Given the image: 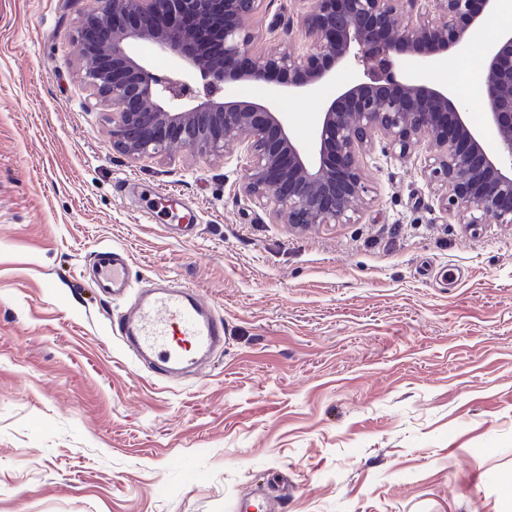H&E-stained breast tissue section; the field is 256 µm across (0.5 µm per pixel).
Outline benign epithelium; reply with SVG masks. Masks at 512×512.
Segmentation results:
<instances>
[{"label": "benign epithelium", "mask_w": 512, "mask_h": 512, "mask_svg": "<svg viewBox=\"0 0 512 512\" xmlns=\"http://www.w3.org/2000/svg\"><path fill=\"white\" fill-rule=\"evenodd\" d=\"M77 29L91 96L112 110V147L131 161L178 146L221 159L231 144L244 156L241 188L278 224L304 231L350 224L368 192L360 155L380 138L401 156L422 141L430 179L445 187L448 216L471 230L512 225V29L485 50L482 109L495 128L485 144L467 110L444 86L413 73L467 42L498 11L499 0H311L283 39L260 45L248 20L271 0H90ZM138 42L178 56L205 80L191 84L153 71ZM371 76L341 80L351 60ZM336 84L309 141L288 127L278 101ZM267 86L260 101L219 99L226 86Z\"/></svg>", "instance_id": "1"}]
</instances>
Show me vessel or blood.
<instances>
[{
  "label": "vessel or blood",
  "instance_id": "obj_1",
  "mask_svg": "<svg viewBox=\"0 0 512 512\" xmlns=\"http://www.w3.org/2000/svg\"><path fill=\"white\" fill-rule=\"evenodd\" d=\"M98 290L119 298L132 282L124 250L105 246L94 254ZM124 349L139 363L151 365L162 380L174 383L187 373L201 374L222 351L228 328L210 303L187 286L162 280L139 293L114 325Z\"/></svg>",
  "mask_w": 512,
  "mask_h": 512
}]
</instances>
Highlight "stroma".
<instances>
[{
    "instance_id": "1",
    "label": "stroma",
    "mask_w": 512,
    "mask_h": 512,
    "mask_svg": "<svg viewBox=\"0 0 512 512\" xmlns=\"http://www.w3.org/2000/svg\"><path fill=\"white\" fill-rule=\"evenodd\" d=\"M90 0H0V512H512V227L450 219L429 152L375 141L352 224H277L243 158L132 162L84 85ZM481 112L484 71L426 70ZM328 85L279 108L308 140ZM179 194L198 227L149 210ZM223 316L200 377L159 381L113 334L95 252ZM153 196L154 198L152 199V201L154 206L161 205L163 206V208H170L172 210L176 209L177 207L184 208L179 198L173 193L153 191ZM184 209L186 210L187 213L182 218L185 219L188 224H177L176 226L182 227L185 229V231L192 233L194 229L198 226L197 224H195L196 217L192 211L186 208Z\"/></svg>"
}]
</instances>
